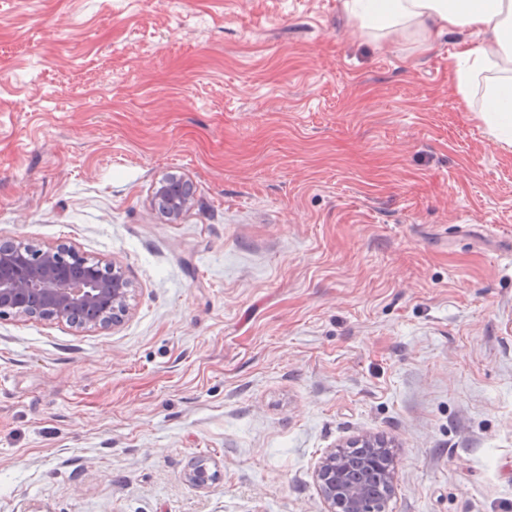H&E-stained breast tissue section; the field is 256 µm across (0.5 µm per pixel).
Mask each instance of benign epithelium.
Instances as JSON below:
<instances>
[{
    "mask_svg": "<svg viewBox=\"0 0 512 512\" xmlns=\"http://www.w3.org/2000/svg\"><path fill=\"white\" fill-rule=\"evenodd\" d=\"M193 197L192 181L171 174L153 187L151 205L166 221L177 223ZM130 290L120 264L91 261L69 245H0V318L52 321L80 330L106 328L128 314ZM346 447L370 452L355 465L336 448L323 454L313 473L322 512H368L367 477L380 466L387 467L390 482H395L384 456L387 442L363 435Z\"/></svg>",
    "mask_w": 512,
    "mask_h": 512,
    "instance_id": "1",
    "label": "benign epithelium"
}]
</instances>
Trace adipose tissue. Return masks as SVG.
<instances>
[{"instance_id": "ef3b65f1", "label": "adipose tissue", "mask_w": 512, "mask_h": 512, "mask_svg": "<svg viewBox=\"0 0 512 512\" xmlns=\"http://www.w3.org/2000/svg\"><path fill=\"white\" fill-rule=\"evenodd\" d=\"M366 37H404L430 50L451 30L489 34L461 40L448 57V81L488 136L512 149V0H342Z\"/></svg>"}]
</instances>
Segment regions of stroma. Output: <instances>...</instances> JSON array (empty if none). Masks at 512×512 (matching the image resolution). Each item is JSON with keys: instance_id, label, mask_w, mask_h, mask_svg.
Returning <instances> with one entry per match:
<instances>
[{"instance_id": "stroma-1", "label": "stroma", "mask_w": 512, "mask_h": 512, "mask_svg": "<svg viewBox=\"0 0 512 512\" xmlns=\"http://www.w3.org/2000/svg\"><path fill=\"white\" fill-rule=\"evenodd\" d=\"M341 2L0 0V240L132 282L106 330L0 319V512H321L363 434L389 512H512V151L448 84L470 31ZM193 183L184 175L171 174L155 184L151 192L153 210L169 223H178L190 208ZM363 447V448H356ZM387 442L372 436L362 435L350 441L346 446L330 448L323 454L313 473V481L317 493L323 505L322 512H373L368 501L367 477L373 469L389 465L386 472L388 478L395 488L394 468L386 461L383 454L385 448H389ZM338 448H353L344 450L352 459L357 461L364 457L368 448L369 454L355 464L359 475L353 479L349 473L352 470V463L344 456Z\"/></svg>"}]
</instances>
